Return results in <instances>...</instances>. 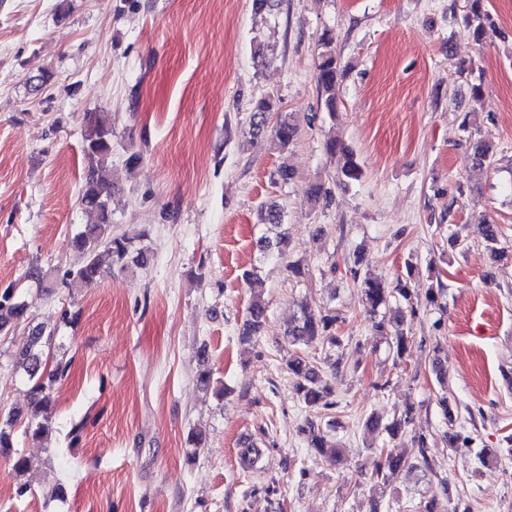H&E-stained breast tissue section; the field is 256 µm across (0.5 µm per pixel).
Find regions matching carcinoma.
<instances>
[{"instance_id": "carcinoma-1", "label": "carcinoma", "mask_w": 512, "mask_h": 512, "mask_svg": "<svg viewBox=\"0 0 512 512\" xmlns=\"http://www.w3.org/2000/svg\"><path fill=\"white\" fill-rule=\"evenodd\" d=\"M469 9L466 21L472 29L477 42L484 41L489 30L494 27L490 14L486 9V0H468ZM332 39L329 32H324L320 39V53L316 66V82L325 96V107L330 116L336 115V83L344 74V69L331 48ZM252 126L255 135L262 133L271 137L273 144L280 148L291 145L298 134V127L291 112H281L274 106L270 97L254 101ZM84 151L88 159V169L80 194V204L89 212L95 214L96 222L84 225L72 238L74 248L82 256V264L74 271L67 273L68 285L72 288H89L100 277L103 263L121 271L133 266L143 267L151 258V250L147 246L135 247L131 240L123 235L112 233V211L109 208V198L113 183L106 177L112 168V114L109 112H88L84 116ZM467 153L470 167L484 171L496 163L497 152L483 140L469 135ZM325 151L330 160L336 165V178L339 183L348 186L358 182L362 177V168L350 148L336 138L325 142ZM262 222L267 230L272 231L281 226L283 214L281 210L270 205L261 209ZM478 233L485 249L493 261H503L512 256V249L502 241V231L493 221L478 225ZM262 250L266 257H280L287 245L282 233L275 236H263L260 239ZM245 278L250 288L252 299L248 307V316L243 323L241 336L250 340L256 336L267 321V303L264 299L265 280L253 270L246 273ZM354 282L358 283L361 300L370 313L374 334L379 336L388 346L389 355L394 362L404 357L409 345L406 333L390 321L378 317L379 309L388 305L392 298L411 300V292L406 280L398 277L394 282H388L382 277L370 274L359 277L354 274ZM336 313L329 310L311 312L302 311V315L288 326L286 336L293 346L288 357V372L295 379V390L306 407L314 410L330 409L335 402L330 400L332 391L322 379V375L302 352L301 349L312 344H321L328 348L342 344L341 337L336 335ZM28 326V340L25 345L12 353L15 366L19 368L29 383L31 403L27 409L14 408L0 421V456L13 459L14 469L25 472L32 466L29 458L14 449L13 433L19 426L32 439L40 441L52 430L49 421L38 420L39 414L46 411L53 402L54 385L64 377L69 368V362L58 360L49 363L54 334L46 331L44 325L35 322L28 312L27 305L15 294L14 289L7 287L0 290V328L21 324ZM200 369L196 376L199 388L207 390L212 384V370L208 366V351L201 348L197 353ZM435 372L441 385V393L437 403L443 411L448 426H454L453 416L448 409V391L446 389L447 373L442 362L435 363ZM410 423V411L406 410L387 422L381 418L370 416L365 424L375 435H385L394 440L403 434ZM337 420H329L326 424H318L311 419L306 420L301 428L308 447L317 455L333 461L338 456L336 442L332 440V432L336 430ZM404 453L397 448L383 452L381 462L372 474L373 487L384 489L398 477L405 467Z\"/></svg>"}]
</instances>
